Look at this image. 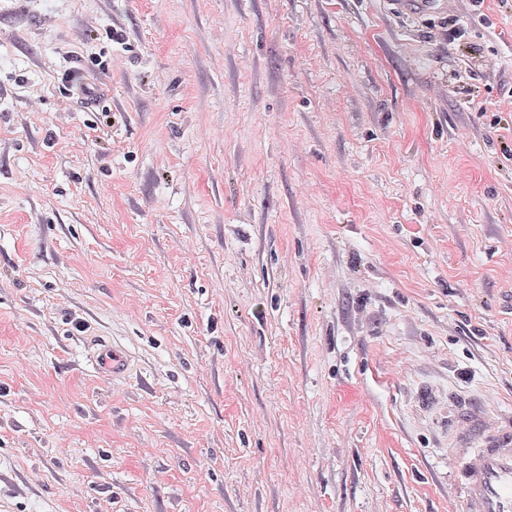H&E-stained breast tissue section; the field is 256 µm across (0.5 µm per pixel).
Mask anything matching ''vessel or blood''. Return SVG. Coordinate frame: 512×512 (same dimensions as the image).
Here are the masks:
<instances>
[{
  "label": "vessel or blood",
  "instance_id": "b4317fda",
  "mask_svg": "<svg viewBox=\"0 0 512 512\" xmlns=\"http://www.w3.org/2000/svg\"><path fill=\"white\" fill-rule=\"evenodd\" d=\"M396 16H442L446 0H388ZM96 372L119 382L132 359L120 345L98 343ZM452 500L462 512H512V411L462 401L448 417V471Z\"/></svg>",
  "mask_w": 512,
  "mask_h": 512
}]
</instances>
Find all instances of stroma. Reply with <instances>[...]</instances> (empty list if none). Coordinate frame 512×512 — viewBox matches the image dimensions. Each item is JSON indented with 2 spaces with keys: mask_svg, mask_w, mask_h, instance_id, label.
Listing matches in <instances>:
<instances>
[{
  "mask_svg": "<svg viewBox=\"0 0 512 512\" xmlns=\"http://www.w3.org/2000/svg\"><path fill=\"white\" fill-rule=\"evenodd\" d=\"M386 2L0 0V512H448L418 388L512 410V8ZM389 9L396 16H442L447 13L445 0H389ZM92 361L96 372L112 378V383L124 380L131 368L132 359L120 345L103 341L96 344Z\"/></svg>",
  "mask_w": 512,
  "mask_h": 512,
  "instance_id": "1",
  "label": "stroma"
}]
</instances>
